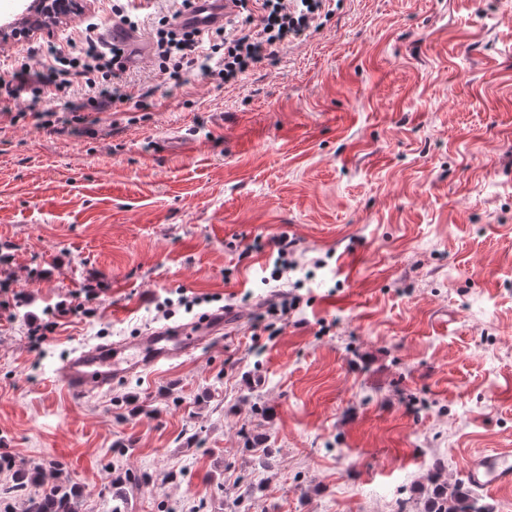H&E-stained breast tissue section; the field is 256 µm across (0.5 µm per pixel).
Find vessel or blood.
Segmentation results:
<instances>
[{
    "instance_id": "b4317fda",
    "label": "vessel or blood",
    "mask_w": 512,
    "mask_h": 512,
    "mask_svg": "<svg viewBox=\"0 0 512 512\" xmlns=\"http://www.w3.org/2000/svg\"><path fill=\"white\" fill-rule=\"evenodd\" d=\"M228 10L227 0H192L191 7L179 16L178 22L204 32L223 25ZM99 37L108 45H124L126 63L130 66L139 65L147 52V45L140 35L118 22L106 25ZM223 328L224 316L216 313L200 322L148 331L133 341L97 344L68 358L58 376L64 388L74 394L101 389L117 379L189 354ZM466 472L478 487L511 484L512 452L497 451L470 460Z\"/></svg>"
}]
</instances>
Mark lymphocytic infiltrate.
I'll use <instances>...</instances> for the list:
<instances>
[{"label":"lymphocytic infiltrate","mask_w":512,"mask_h":512,"mask_svg":"<svg viewBox=\"0 0 512 512\" xmlns=\"http://www.w3.org/2000/svg\"><path fill=\"white\" fill-rule=\"evenodd\" d=\"M327 0H232L236 11L225 26L213 30L212 45L202 49L196 30L178 26L177 16L190 6L189 0H162L153 55L163 81L184 84L189 75L204 78L220 75L231 83L249 68L275 57L280 47L307 37L315 30ZM125 50L102 48L92 36L68 39L63 44L35 43L31 57L48 58L40 71H22L0 80V91L17 98L29 90L33 97L50 93L53 98H70L83 92L97 111L117 102L134 101L136 108L150 109L148 93L132 96L121 87L106 88L109 72L121 62Z\"/></svg>","instance_id":"lymphocytic-infiltrate-1"}]
</instances>
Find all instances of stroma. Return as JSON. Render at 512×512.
I'll use <instances>...</instances> for the list:
<instances>
[{
  "label": "stroma",
  "mask_w": 512,
  "mask_h": 512,
  "mask_svg": "<svg viewBox=\"0 0 512 512\" xmlns=\"http://www.w3.org/2000/svg\"><path fill=\"white\" fill-rule=\"evenodd\" d=\"M234 85L116 81L153 106L0 117V454L83 512H396L512 449V0H332ZM293 270L269 281L280 235ZM61 317L40 350L31 323ZM300 308L269 335L274 294ZM171 319L156 308L164 298ZM192 354L68 393L63 361L201 319ZM195 444H187L188 435Z\"/></svg>",
  "instance_id": "stroma-1"
}]
</instances>
